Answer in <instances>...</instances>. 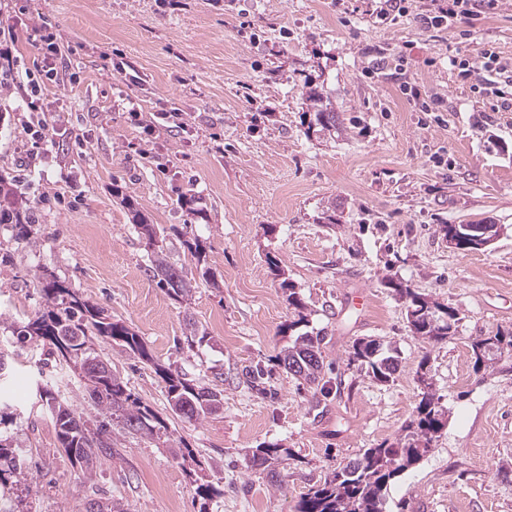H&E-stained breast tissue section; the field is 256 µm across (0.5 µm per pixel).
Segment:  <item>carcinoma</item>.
Here are the masks:
<instances>
[{"label":"carcinoma","instance_id":"obj_1","mask_svg":"<svg viewBox=\"0 0 512 512\" xmlns=\"http://www.w3.org/2000/svg\"><path fill=\"white\" fill-rule=\"evenodd\" d=\"M306 101L309 102V110L303 113L306 136H331L344 130V122L336 116V110L318 87H309ZM125 205L132 213V223L138 232L148 242H153L154 225L136 209L132 199L125 198ZM33 223L35 212L31 201L0 176V224L14 225L18 229L17 236L25 238L29 225ZM186 247L196 260V271L171 263L161 250L153 253L149 266V272L158 279V286L176 300L192 296L198 287L197 280L207 282L213 274L203 242L196 239L186 243ZM37 281L44 300L43 309L27 323L12 324L8 329L13 343L20 346L48 345L50 354L57 356L61 367L78 370L91 381L85 385L91 406L89 415L54 396L50 388L44 386L40 389L55 420L61 448L72 465L82 470L90 469L99 457L114 455L115 449L131 435L147 440L170 436L165 420L133 397L127 384L112 369L110 361L90 351V342L96 336L115 344L126 354L149 362L152 356L143 339L125 322L83 300L53 275L44 272ZM280 286L288 292V305L294 309V318L286 327L288 341L277 355L278 365L298 378L315 383L323 379L320 345L324 337L303 330L309 320L304 313L306 305L295 286L286 279ZM385 287L393 289L405 300L409 314L433 308V316L439 323L432 325L421 316L409 322L412 333L424 341L440 343L447 340L448 325L455 326L460 321L455 309L431 300L401 282L388 279ZM487 344L495 347L499 354L511 353L512 332H498L472 342L474 367L478 370L490 361V354L484 352ZM348 364L365 368L377 381L387 383L397 372L399 360L394 353L383 350L376 340L361 338L354 341ZM159 373L165 384L167 402L177 416L199 421L223 409L224 394L216 385L188 378L169 367L159 369ZM242 376L252 389L266 392L262 370L246 366L242 369ZM445 421L446 410L440 397L432 390H421V398L404 427L403 438L392 444L381 443L367 448L358 458L336 468L322 483L300 498L295 512H383L387 487L427 455ZM291 456V449L278 443L268 444L253 451L248 464L251 468L268 471L271 482L277 484L280 473L276 467ZM30 492L29 467L22 450L14 446L11 437L0 435V498L5 496L14 500L9 512H24L23 494ZM217 493L218 489L212 482L200 479L196 487L200 512H206L208 502ZM93 503L97 512H131L128 504L114 499L99 498Z\"/></svg>","mask_w":512,"mask_h":512}]
</instances>
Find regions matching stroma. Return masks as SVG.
<instances>
[{
    "instance_id": "stroma-1",
    "label": "stroma",
    "mask_w": 512,
    "mask_h": 512,
    "mask_svg": "<svg viewBox=\"0 0 512 512\" xmlns=\"http://www.w3.org/2000/svg\"><path fill=\"white\" fill-rule=\"evenodd\" d=\"M407 6V16L382 22L373 0H0V53L13 60L0 79V175L37 208L26 238L0 224V319L22 324L42 309L46 271L135 330L151 361L99 338L92 347L223 486L208 512H293L339 465L396 442L420 399L424 359L448 423L393 481L385 512H512V356L479 371L471 350L476 338L512 331V111L450 64L477 62L487 43L512 64V0L440 30L419 23L431 0ZM42 26L74 64L62 80L43 72L34 44ZM309 78L355 127L305 135ZM406 81L440 100L439 111H418L400 89ZM34 91L39 112L25 104ZM130 98L140 118L127 112ZM162 107L181 112L182 130L146 131ZM40 121L45 142L27 129ZM126 194L172 263L193 269L184 243L203 241L221 288L199 283L184 302L159 288ZM186 194L202 217L181 207ZM479 220L504 228L480 250L450 248L439 231ZM270 255L325 338L326 388L276 362L291 310ZM388 278L454 308L455 335L439 344L413 336ZM189 317L207 343H188ZM363 337L397 350L392 381L349 365ZM0 351L14 357L0 377L14 417L0 433L28 452L31 512H85L95 495L132 512L202 508L168 449L136 436L118 458L73 468L36 394L59 367L46 348L16 349L6 335ZM169 364L217 382L223 410L199 422L173 415L156 372ZM256 364L270 370L275 397L244 384L242 368ZM270 443L293 452L280 488L247 466Z\"/></svg>"
}]
</instances>
